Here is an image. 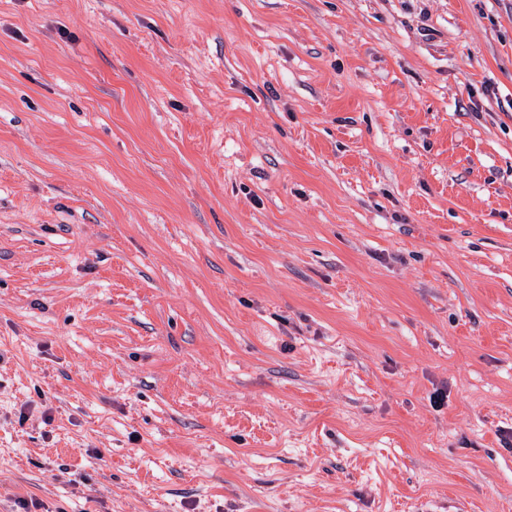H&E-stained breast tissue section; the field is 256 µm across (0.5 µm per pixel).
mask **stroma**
Here are the masks:
<instances>
[{"label": "stroma", "instance_id": "obj_1", "mask_svg": "<svg viewBox=\"0 0 512 512\" xmlns=\"http://www.w3.org/2000/svg\"><path fill=\"white\" fill-rule=\"evenodd\" d=\"M0 512H512V0H0Z\"/></svg>", "mask_w": 512, "mask_h": 512}]
</instances>
